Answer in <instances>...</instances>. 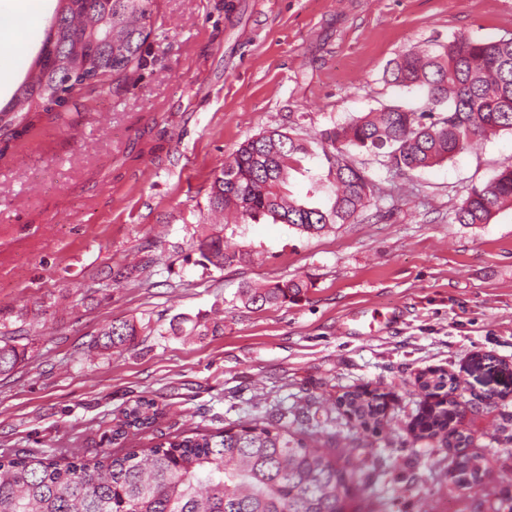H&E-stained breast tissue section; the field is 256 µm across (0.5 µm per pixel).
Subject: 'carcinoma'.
Instances as JSON below:
<instances>
[{
	"mask_svg": "<svg viewBox=\"0 0 512 512\" xmlns=\"http://www.w3.org/2000/svg\"><path fill=\"white\" fill-rule=\"evenodd\" d=\"M59 7L37 56L12 98L0 106V137L16 138L42 112L61 107L75 89L127 74L143 64L152 32L153 0H57ZM391 85L418 89V107L383 104L337 125L311 141L279 129L244 142L214 172L210 208L238 218L287 224L315 234L331 224H351L371 203L394 197L369 175L375 162L394 175L413 173L451 160L475 141L512 132V34L489 38L454 33L430 49L410 48L384 71ZM364 156L352 159V152ZM322 153L327 171L312 173L303 161ZM308 177L306 200L284 192L292 173ZM334 187L325 205L310 199ZM512 207V167L473 186L448 212L458 224H487ZM200 263L222 270L249 254L230 251L218 234L198 243ZM308 284L301 280L242 286L237 299L257 310L295 302ZM174 335L201 340L224 334V320L183 316ZM138 336L135 322L104 324L92 345L120 352ZM25 357L15 340L0 337V375ZM341 404L365 426L379 424L383 404L366 392H352ZM453 403L438 402L414 422V438L445 435L454 449L450 474L478 477L469 438L451 427ZM128 429L154 426L158 408L143 397L125 413ZM274 420L253 422L224 434L168 436L144 455L135 450L103 453L94 460L61 463L45 451L0 454V512H346L351 471L347 462L309 446L302 433Z\"/></svg>",
	"mask_w": 512,
	"mask_h": 512,
	"instance_id": "obj_1",
	"label": "carcinoma"
}]
</instances>
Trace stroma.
<instances>
[{"instance_id":"stroma-1","label":"stroma","mask_w":512,"mask_h":512,"mask_svg":"<svg viewBox=\"0 0 512 512\" xmlns=\"http://www.w3.org/2000/svg\"><path fill=\"white\" fill-rule=\"evenodd\" d=\"M144 67L72 93L65 119L41 114L0 143V335L26 357L0 375V453L91 459L161 435L217 434L309 410L313 447L352 464L353 512H512V208L454 224L468 188L512 165V134L392 178L399 196L372 222L302 233L263 219L218 223L213 171L270 128L310 140L387 103L422 102L384 83L402 51L448 35L512 33V0H155ZM217 232L249 261L196 262ZM310 279L297 303L255 310L246 282ZM224 317L223 335H172L179 315ZM396 312L373 323L376 312ZM136 322L120 354L90 346L111 320ZM457 380L454 427L481 486L448 474L442 438L410 426ZM383 396L380 434L342 396ZM153 430L110 445L139 399Z\"/></svg>"}]
</instances>
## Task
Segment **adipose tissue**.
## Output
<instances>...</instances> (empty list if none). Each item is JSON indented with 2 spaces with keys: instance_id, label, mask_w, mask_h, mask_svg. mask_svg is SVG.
Wrapping results in <instances>:
<instances>
[{
  "instance_id": "obj_1",
  "label": "adipose tissue",
  "mask_w": 512,
  "mask_h": 512,
  "mask_svg": "<svg viewBox=\"0 0 512 512\" xmlns=\"http://www.w3.org/2000/svg\"><path fill=\"white\" fill-rule=\"evenodd\" d=\"M44 2L45 0H0V11L19 20L18 25L0 27V89L11 84L12 62L26 51L31 37V25L41 15Z\"/></svg>"
}]
</instances>
